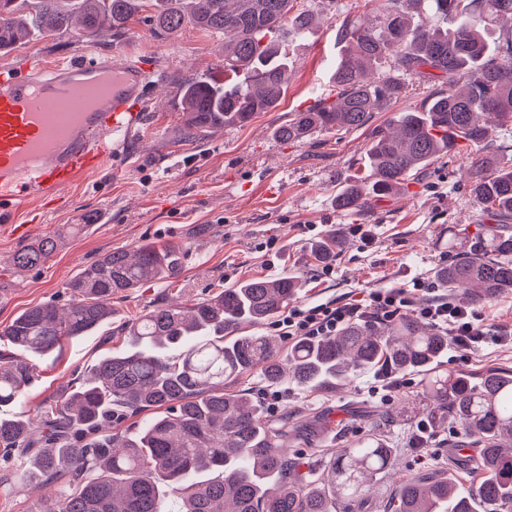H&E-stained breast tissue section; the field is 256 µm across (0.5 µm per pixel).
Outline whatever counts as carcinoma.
<instances>
[{"label": "carcinoma", "instance_id": "cac0c4a2", "mask_svg": "<svg viewBox=\"0 0 512 512\" xmlns=\"http://www.w3.org/2000/svg\"><path fill=\"white\" fill-rule=\"evenodd\" d=\"M39 0L35 14L18 0H0V50L26 37L80 25L106 39L126 30L143 7L157 30L187 25L224 34V80L200 77L180 87L187 138L227 125H244L279 105L288 87V40L303 38L315 16L294 0ZM376 24L347 21L339 36L348 54L333 74L336 101L319 103L275 129L283 141L315 131L362 128L373 112L408 97L412 81L432 83L420 106L395 113L390 131L371 132L370 174L343 187V210L368 198L397 193L409 177L464 143L482 149L497 123L512 122V0H371ZM472 194L497 221L496 230L436 277L470 302L512 290V159L479 153L472 161ZM62 235L20 247L15 268L47 262ZM344 246L329 235L312 250L325 263ZM180 272L176 249L144 244L130 253L107 251L65 287L66 307L45 303L16 315L0 330V408L15 404L32 383V368L14 350L46 356L65 340L112 319V299L147 281ZM298 280L253 277L189 306L161 305L121 328L131 349L100 358L72 379L70 391L36 421L0 417V461L38 449L30 478L56 485L60 495L43 512H352L367 479L391 465V451L375 429L352 448L302 472L288 453V430L262 420L259 406L224 382L258 370L271 386L336 389L376 367L422 376V391L460 430L451 447L480 449L481 480L462 487L459 463L448 475L410 476L382 500V512H512V371L480 377L448 375L438 367L448 337L413 318L353 324L336 335L299 340L281 350L264 334L239 336L278 314ZM153 416L134 434L112 431L141 413Z\"/></svg>", "mask_w": 512, "mask_h": 512}]
</instances>
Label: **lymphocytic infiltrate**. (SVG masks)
Instances as JSON below:
<instances>
[{"instance_id":"f902f5d3","label":"lymphocytic infiltrate","mask_w":512,"mask_h":512,"mask_svg":"<svg viewBox=\"0 0 512 512\" xmlns=\"http://www.w3.org/2000/svg\"><path fill=\"white\" fill-rule=\"evenodd\" d=\"M412 316L448 338L449 351L484 349L512 343V326L485 323L477 308H464L436 284L414 282L409 288H374L358 298L292 306L273 322L276 335L288 340H314L335 335L347 325L389 322Z\"/></svg>"}]
</instances>
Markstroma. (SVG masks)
<instances>
[{"label": "stroma", "instance_id": "1", "mask_svg": "<svg viewBox=\"0 0 512 512\" xmlns=\"http://www.w3.org/2000/svg\"><path fill=\"white\" fill-rule=\"evenodd\" d=\"M314 9L310 32L288 47L292 62L288 90L273 110L249 123L188 138L179 90L195 78L224 74V36L193 27L159 35L149 12H142L120 36L100 39L81 29L50 35L39 31L0 51V67L31 58L68 59L81 54L132 55L151 64L152 84L144 123L116 149L107 166L60 200L34 201L14 223L28 227L20 239L0 231V327L32 306L58 302L62 289L101 253L132 250L152 243L171 245L180 257L178 278L153 281L112 301V319L97 332L65 341L60 351L31 360L33 381L13 413L37 418L57 400L75 374L98 358L127 349L123 323L160 304H185L211 296L231 281L288 274L301 287L293 305L326 303L372 288L407 286L435 279L437 270L473 247L489 227L487 212L471 193L468 153H448L404 182L389 198H371L345 211L336 192L367 177L366 149L372 129L386 127L395 111L419 104L429 93L413 84L395 108L374 112L367 127L322 131L300 142L278 139L275 128L289 113L334 102L333 73L345 54L339 27L348 20L367 25L374 18L364 0H296ZM82 225L41 267L20 271L12 263L24 242ZM353 224L371 227L370 246L349 234ZM458 231L460 249H449V231ZM343 235L335 271L322 277L310 249L319 238ZM512 370V345L481 352L461 351L451 374L481 375ZM371 374L331 392L281 386L278 418L290 428L288 449L302 465L330 458L368 430L385 431L395 458L379 474L359 512L378 504L402 478L436 466L447 457L451 420L435 423L439 441L420 454H408V440L427 417L420 385L394 392L390 403L370 395ZM29 461L0 463V512H39L45 489L28 481Z\"/></svg>", "mask_w": 512, "mask_h": 512}]
</instances>
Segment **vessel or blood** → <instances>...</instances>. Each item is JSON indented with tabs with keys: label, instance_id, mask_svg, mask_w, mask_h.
Listing matches in <instances>:
<instances>
[{
	"label": "vessel or blood",
	"instance_id": "obj_1",
	"mask_svg": "<svg viewBox=\"0 0 512 512\" xmlns=\"http://www.w3.org/2000/svg\"><path fill=\"white\" fill-rule=\"evenodd\" d=\"M149 79L144 62L109 54L1 71L0 223L101 170L138 123Z\"/></svg>",
	"mask_w": 512,
	"mask_h": 512
}]
</instances>
